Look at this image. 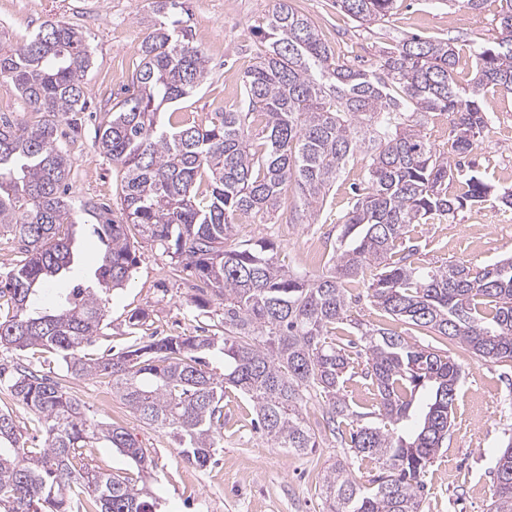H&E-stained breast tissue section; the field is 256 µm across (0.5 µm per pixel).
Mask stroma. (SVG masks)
I'll use <instances>...</instances> for the list:
<instances>
[{"mask_svg": "<svg viewBox=\"0 0 512 512\" xmlns=\"http://www.w3.org/2000/svg\"><path fill=\"white\" fill-rule=\"evenodd\" d=\"M277 0H187L184 20L196 45L207 46L208 36L223 38L224 49L211 56L210 78L179 106L183 117L205 121L216 112H243V76L254 63L258 27L275 8ZM293 5L311 17L324 39L343 53L350 65L367 69L382 47L406 35L452 38L458 62L455 78L472 82L476 69L473 49L494 45L498 37L495 19L502 0H483L479 9L450 4L449 0H400L394 14L383 24L365 31L337 9L334 0H293ZM62 19L85 32L93 49V62L86 76L91 118L70 150L74 159L70 193L83 202L117 203L121 174L102 157L95 142V129L104 112L121 100L139 61L141 39L154 20L152 0H0V41L17 45L35 35L51 19ZM482 109L488 126L462 166L498 188H512V95L487 90ZM366 185L361 165L348 167L336 182L327 203L313 224H261L251 216L240 217V239L268 238L275 241L278 257L289 270L318 273L327 266L331 246L338 239L339 216L352 201L354 188ZM77 229L80 259L69 278L56 282L42 296L52 300L57 292L74 283L86 282L102 244L91 226L92 218L81 215ZM512 225V212L491 204L467 207L450 221L415 224L406 240L416 246L421 263L465 259L484 266L512 255V236L498 235V223ZM317 244L319 261L309 262L305 253ZM131 281L112 294L103 336L87 347L97 358L125 344L128 319L146 309L150 316L141 327L142 336L186 333L223 335L219 319L196 317L188 298L184 275L174 272L161 250L142 244ZM450 356L460 366L455 422L447 448L441 449L424 476L422 512H487L493 484L496 454L512 439V362L477 361L459 346ZM19 359L15 352L0 350V408L11 409L28 447H41L29 414L15 405L9 389ZM67 389L98 419L126 428L156 464L154 490L163 500V512H322L321 478L328 467L342 459L344 450L330 432H323L320 446L310 454H297L274 447L250 421V402L234 389L224 395V440L211 463L199 468L186 463L168 434L143 422L112 392L110 377L67 378Z\"/></svg>", "mask_w": 512, "mask_h": 512, "instance_id": "35a3bbf8", "label": "stroma"}]
</instances>
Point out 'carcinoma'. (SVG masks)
<instances>
[{
  "instance_id": "1",
  "label": "carcinoma",
  "mask_w": 512,
  "mask_h": 512,
  "mask_svg": "<svg viewBox=\"0 0 512 512\" xmlns=\"http://www.w3.org/2000/svg\"><path fill=\"white\" fill-rule=\"evenodd\" d=\"M397 2L336 6L368 27ZM505 2L498 41L475 47L476 75L463 87L452 39L403 38L359 70L290 0H278L245 73L248 111L200 123L173 112L160 119V106L178 104L209 69L189 29L155 21L140 43L133 93L96 130L99 153L123 173L118 218L68 193L72 159L62 138L83 126L92 64L85 33L50 20L19 46L0 43V80L34 117L0 113V238L11 239L17 254L0 275V349L55 353L68 377L109 375L116 396L170 434L180 456L199 468L223 440L227 387L253 404L274 447L302 454L320 447L307 414L319 396L325 427L338 435L349 422L341 443L379 470L363 483L336 461L323 476L322 512H421L424 474L454 422L461 370L448 345L481 362L512 361V256L476 269L461 260L421 267L417 249L404 247L414 224L450 220L486 202L512 209L511 190L498 193L473 175L465 192L448 196L455 169L424 132L430 113L448 112L454 152L470 154L487 127L484 91L512 94V0ZM357 160L368 191L338 219L339 253L325 271L284 268L268 238L237 240L242 215L276 224L286 212L290 224L314 223ZM82 211L96 218L104 245L91 283L36 308L37 292L71 272L68 226ZM140 238L190 273L195 311L222 310L224 336L133 335L116 354L86 358L83 348L105 326L107 296L132 277ZM368 270L370 302L407 325V336L352 315L348 286ZM338 325L359 336V372L343 346L327 341ZM414 333L436 345L410 342ZM215 351L224 356L222 373L205 358ZM355 375L374 392L373 420L346 399ZM10 392L44 444L25 447L13 413L0 409V512H160V498L138 480L76 464L84 449L106 443L145 471L148 450L125 428L96 420L48 372L16 368ZM488 512H512V438L497 456Z\"/></svg>"
}]
</instances>
